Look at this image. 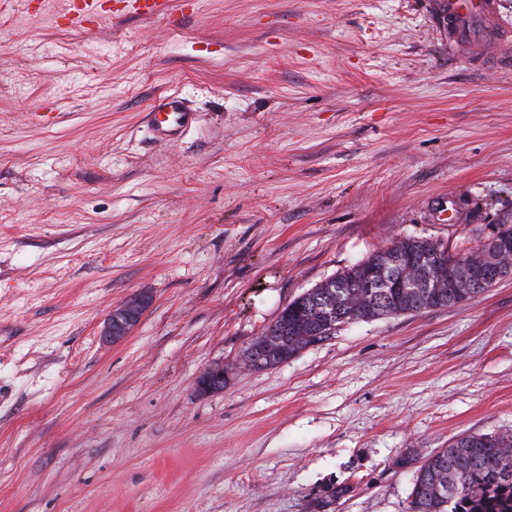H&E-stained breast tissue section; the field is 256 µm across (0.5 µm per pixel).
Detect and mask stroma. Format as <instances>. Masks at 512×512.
Returning a JSON list of instances; mask_svg holds the SVG:
<instances>
[{"label": "stroma", "instance_id": "obj_1", "mask_svg": "<svg viewBox=\"0 0 512 512\" xmlns=\"http://www.w3.org/2000/svg\"><path fill=\"white\" fill-rule=\"evenodd\" d=\"M9 3L0 512H408L425 455L512 433V276L240 366L379 248L464 253L512 220V47L450 51L439 0H180L176 23L99 0L84 31L69 0ZM154 113V124L158 137L166 139L172 136V132L178 130L186 117L183 102L174 96L161 99ZM162 114L163 118H158ZM149 303L148 296L136 295L111 310L104 320L100 336L107 342H114L127 336L140 321ZM197 388L202 393L219 392L224 389V366L216 363L206 368L197 378Z\"/></svg>", "mask_w": 512, "mask_h": 512}]
</instances>
